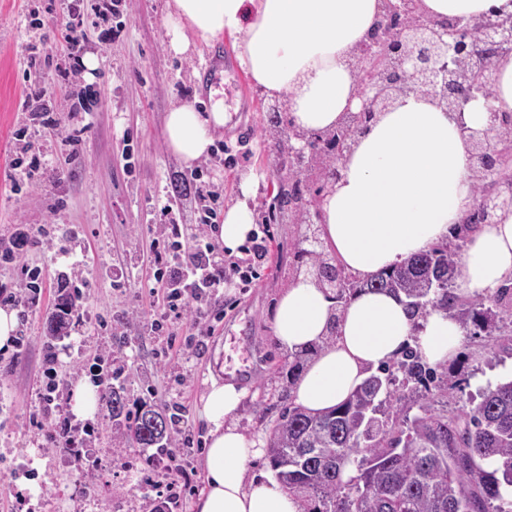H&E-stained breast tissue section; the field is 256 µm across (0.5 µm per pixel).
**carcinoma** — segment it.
I'll list each match as a JSON object with an SVG mask.
<instances>
[{
	"label": "carcinoma",
	"mask_w": 512,
	"mask_h": 512,
	"mask_svg": "<svg viewBox=\"0 0 512 512\" xmlns=\"http://www.w3.org/2000/svg\"><path fill=\"white\" fill-rule=\"evenodd\" d=\"M317 177L332 172L336 143L325 150ZM316 271L334 299L347 301L362 288L386 289L404 296L410 314L421 318L442 309L463 327L488 328L512 316V284L490 294L463 299L452 288L438 290L432 303L417 297L439 281L450 283L460 270L458 252L440 243L374 278L359 281L330 254L298 251ZM59 312L50 331L60 336L66 316L80 299L60 291ZM321 345L292 354L288 387L278 395L279 415L267 432V456L275 476L300 499L303 512H512V379L479 392L480 401L466 420L448 416V390L460 388L448 367H431L413 349L370 374L342 404L311 414L290 402L304 365ZM416 396L410 415L401 403L405 391ZM112 419H123L135 448L165 449L171 418L152 409L126 411L120 392L102 387Z\"/></svg>",
	"instance_id": "1"
}]
</instances>
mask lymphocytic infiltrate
I'll list each match as a JSON object with an SVG mask.
<instances>
[{"label": "lymphocytic infiltrate", "mask_w": 512, "mask_h": 512, "mask_svg": "<svg viewBox=\"0 0 512 512\" xmlns=\"http://www.w3.org/2000/svg\"><path fill=\"white\" fill-rule=\"evenodd\" d=\"M121 6L122 0H70L61 22L65 42L62 77L77 75L82 70L80 58L85 50L86 23H93L97 28L99 43H109L120 35L125 27L120 19ZM53 96L51 86L34 83L27 89L23 106L41 127L53 135L65 136L69 145H77V137L65 133L64 124L77 122L79 117L90 113L98 101V93L93 85L81 87L64 121L50 106ZM181 181L192 191L197 222L206 226L207 231L195 236L191 246H183L181 212L174 204L165 205L168 222L161 225L149 249L153 278L164 290L159 317L151 325L152 332L159 336L168 335L170 326L182 317L190 302L220 296L225 284L233 280L239 281L241 286H249L257 268L268 263L270 258V241L266 238L253 240L243 257L226 258L223 248L212 235L224 206L218 185L209 181L208 169L204 166L182 174Z\"/></svg>", "instance_id": "lymphocytic-infiltrate-1"}]
</instances>
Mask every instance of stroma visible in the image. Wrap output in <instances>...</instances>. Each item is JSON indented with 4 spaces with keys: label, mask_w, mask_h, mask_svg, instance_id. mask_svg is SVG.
Masks as SVG:
<instances>
[{
    "label": "stroma",
    "mask_w": 512,
    "mask_h": 512,
    "mask_svg": "<svg viewBox=\"0 0 512 512\" xmlns=\"http://www.w3.org/2000/svg\"><path fill=\"white\" fill-rule=\"evenodd\" d=\"M168 0H125L126 28L110 46L97 41L86 26L88 50L99 67L94 83L99 104L81 135L78 149L64 146L49 133L31 128L22 108L30 54L62 59L59 21L68 0H0V239L16 226L56 225L51 239L40 241L23 256L22 266L41 267L46 281L39 300L18 308L19 354L0 349V512H16L15 493H22L29 512H156L159 497L142 481L151 449H132L123 429L114 425L106 404L90 421L94 435L76 429L70 410L71 390L89 378L90 367L112 355L127 364L122 382L126 407L186 409L194 445L181 459L194 494L173 512H195L196 493L204 487L201 397L207 380L232 382L247 392L237 415L245 434H265L277 412L288 354L276 343L271 323L279 292L303 265L296 258L299 227L274 223L271 260L248 289L226 285L219 302L224 318L203 337L198 355L172 353L160 358L149 333L158 296L147 262L157 225L166 223L165 203L184 195L178 179L185 169L165 145L167 113L178 102L196 101L207 109L223 101L226 122L217 145L246 140L250 157L226 168L210 157V174L224 187V204L241 197V179L256 178L250 199L256 219H263L276 194L273 181L287 179L279 167L286 141L287 113L272 111L271 99L257 88L241 66L224 74L223 87L202 90L195 77L206 53L176 57L165 43ZM25 141L46 154L48 170L26 178L12 161ZM82 280V310L68 336H50L46 320L54 309L62 280ZM494 336L465 334L450 370L466 383L448 394V413H471L480 391L512 378V347L494 346ZM56 358L58 389L53 404L40 396L47 355ZM71 425L76 448L89 449V470H67L62 448L47 434L61 423Z\"/></svg>",
    "instance_id": "stroma-1"
}]
</instances>
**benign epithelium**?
<instances>
[{
  "label": "benign epithelium",
  "instance_id": "benign-epithelium-1",
  "mask_svg": "<svg viewBox=\"0 0 512 512\" xmlns=\"http://www.w3.org/2000/svg\"><path fill=\"white\" fill-rule=\"evenodd\" d=\"M511 46L512 14L440 21L425 14L421 0H385L383 21L356 55L359 115L374 120L414 92L431 97L459 122L470 103H486L489 130L467 136L476 204L463 224H498L512 212V181L496 176L501 151L512 144V120L489 106L493 60ZM288 139L290 155L303 158L310 151L311 134L292 126Z\"/></svg>",
  "mask_w": 512,
  "mask_h": 512
}]
</instances>
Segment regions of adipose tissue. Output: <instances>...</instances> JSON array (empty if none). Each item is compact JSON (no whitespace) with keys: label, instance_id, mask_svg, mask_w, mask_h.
Instances as JSON below:
<instances>
[{"label":"adipose tissue","instance_id":"adipose-tissue-1","mask_svg":"<svg viewBox=\"0 0 512 512\" xmlns=\"http://www.w3.org/2000/svg\"><path fill=\"white\" fill-rule=\"evenodd\" d=\"M428 16L445 20L502 12L512 0H423ZM165 38L174 55L231 35L241 67L262 93L288 103L295 127L331 131L355 109L354 57L383 14L381 0H169ZM491 106L472 103L453 119L430 97H401L361 135L341 162V177L320 200L321 239L346 271L366 280L447 240L470 211V155L461 127L485 131L490 109L512 112V54L494 62ZM224 126V107L199 110L186 101L168 112L165 142L185 165L207 157ZM253 176L241 182L243 198L230 206L215 235L230 251L255 230L248 199ZM512 278V214L477 225L456 279L460 295L484 294ZM273 334L285 350L318 346L293 386L294 401L316 414L345 401L368 376L412 348L431 365L456 356L463 339L458 321L442 310L413 319L400 297L356 292L337 308L314 272L297 274L280 294ZM335 340L322 345L329 330ZM246 394L234 383L210 380L202 398L208 428L205 485L195 512H302L301 502L271 477H251L249 462L263 453L261 436H247L235 417Z\"/></svg>","mask_w":512,"mask_h":512}]
</instances>
